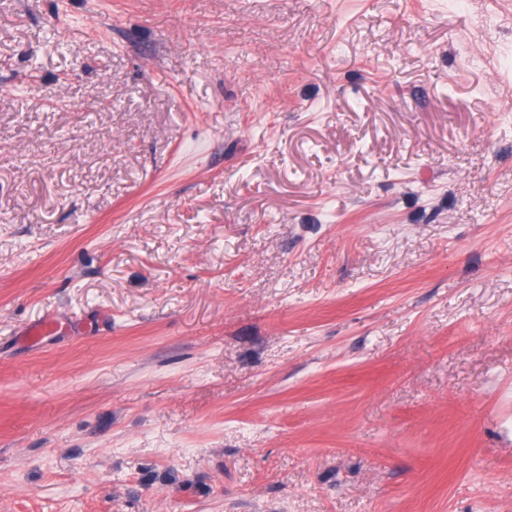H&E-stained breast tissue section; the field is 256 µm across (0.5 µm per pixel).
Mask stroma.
Returning a JSON list of instances; mask_svg holds the SVG:
<instances>
[{"instance_id": "1", "label": "stroma", "mask_w": 512, "mask_h": 512, "mask_svg": "<svg viewBox=\"0 0 512 512\" xmlns=\"http://www.w3.org/2000/svg\"><path fill=\"white\" fill-rule=\"evenodd\" d=\"M0 512H512V0H0Z\"/></svg>"}]
</instances>
